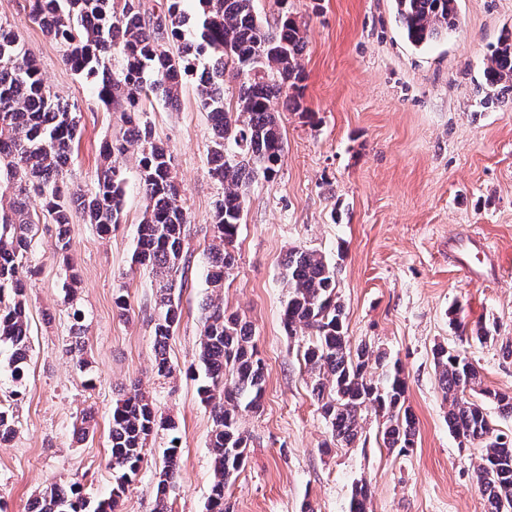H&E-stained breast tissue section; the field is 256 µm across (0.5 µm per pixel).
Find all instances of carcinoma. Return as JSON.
<instances>
[{
    "label": "carcinoma",
    "instance_id": "obj_1",
    "mask_svg": "<svg viewBox=\"0 0 512 512\" xmlns=\"http://www.w3.org/2000/svg\"><path fill=\"white\" fill-rule=\"evenodd\" d=\"M183 0H170L167 15L148 22L138 0H29L31 20L63 47L62 60L90 81L105 105L124 113L122 139L101 146L105 165L93 188L73 189L66 164L79 131L77 108L62 105L45 85L40 70L12 26L0 20V368L10 373L22 395L31 343L26 310L27 254L37 213L32 200L57 225L56 248L64 254L71 243L70 210L109 233L121 223L125 179L120 159L128 146L137 147L142 191L146 202L138 227L133 262L149 270L156 286L153 345L157 376L173 371L166 347L180 320L178 273L188 267L184 249L187 212L173 176L170 149L156 142L143 120L142 104L159 97L175 106L195 62L209 61L200 83L199 104L211 117L209 172L224 184L212 225L207 280L214 292L232 275L236 258L231 247L243 223L244 187L257 174L270 178L284 151L280 112L301 109V58L304 32L291 12H282L274 27L262 23L255 0H197L198 17L190 20ZM408 41L428 45L448 35L457 23L456 0H395ZM189 44L177 56L164 36ZM122 58L112 71V54ZM237 81L235 107L224 99V74ZM484 87L496 94L512 93V36L492 49L483 71ZM288 288L281 322L290 336H308L303 359L312 392L329 423L332 437L345 446L355 443L363 413L371 408L382 418L385 447L405 453L416 444L414 415L405 406L407 380L398 361L366 344L352 346L338 296L337 266L313 250L288 251L281 271ZM71 336L64 345L78 367L85 328L80 311L72 314ZM203 334L199 367L207 384L199 389L211 409L210 448L214 479L207 512H233L227 496L232 479L242 470L248 437L240 430L243 411L258 412L265 391V363L254 343L250 324L224 309L223 300L207 298L201 306ZM433 363L443 399L448 403V429L480 450L475 476L487 512H512V439L499 433L483 403L469 392L480 391L495 404L498 416L512 418V395L482 387L479 369L460 349L438 344ZM153 404L133 387L112 408L109 496L90 500L77 482L53 484L35 502L38 512H118L120 501L145 461L149 438L162 427ZM174 435L163 452L155 486L154 512H171L170 490L179 470L180 446ZM371 490L355 485L349 512H369Z\"/></svg>",
    "mask_w": 512,
    "mask_h": 512
}]
</instances>
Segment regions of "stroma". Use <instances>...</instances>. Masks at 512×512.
<instances>
[{
	"instance_id": "obj_1",
	"label": "stroma",
	"mask_w": 512,
	"mask_h": 512,
	"mask_svg": "<svg viewBox=\"0 0 512 512\" xmlns=\"http://www.w3.org/2000/svg\"><path fill=\"white\" fill-rule=\"evenodd\" d=\"M306 36L303 105L282 114L284 152L271 179L245 190L237 264L221 292L225 307L252 327L266 363L263 406L246 412L247 463L231 486L233 512H349L351 491L369 484L372 512H486L474 466L448 429L432 348L465 350L483 387L512 393V95L483 89L488 50L512 31V0H458V26L417 48L406 39L394 0H288ZM51 92L78 105L81 134L67 180L91 188L100 145L122 136L119 110H106L94 87L62 61V48L28 18L27 0H0ZM145 118L167 146L189 222L191 256L180 297L182 317L167 348L172 377L153 373L155 290L132 262L145 201L134 152L123 159V218L110 234L73 216L67 258L55 252V226L39 213L28 252L32 350L16 432L0 446V512H28L46 487L79 482L90 499L108 496L112 406L140 382L176 432L159 431L130 484L120 512H153L154 486L171 436L181 439L172 512H206L213 479V422L198 388L201 305L211 224L223 186L209 174L211 120L198 107V79L183 85L178 106L153 98ZM480 234L492 247L481 278L461 269L451 244ZM321 251L339 266L338 293L352 343L378 346L398 359L417 423L416 446L401 455L383 447L381 420L367 414L354 446L333 441L303 363L305 338L281 324L282 262L291 248ZM81 278L65 292L66 269ZM123 291L129 313L113 304ZM85 316L86 369L61 351L71 308ZM493 340L466 339L477 325ZM92 411L94 434L76 432Z\"/></svg>"
}]
</instances>
